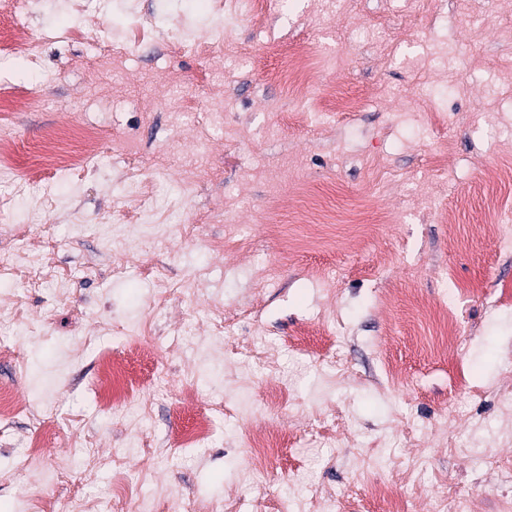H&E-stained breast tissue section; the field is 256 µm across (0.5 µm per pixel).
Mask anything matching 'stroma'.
<instances>
[{
    "label": "stroma",
    "instance_id": "35a3bbf8",
    "mask_svg": "<svg viewBox=\"0 0 512 512\" xmlns=\"http://www.w3.org/2000/svg\"><path fill=\"white\" fill-rule=\"evenodd\" d=\"M229 2L0 9V29L45 37L37 61L17 49L0 63V77L37 101L0 122L16 146L14 167L0 171V199L13 203L0 211V261L15 259L26 230L48 241L58 268L42 277L33 258L24 275L0 277V296L26 314L21 323L0 309V344L22 361H0V387L51 426L39 463L20 473L35 427L13 419L0 442V473L14 475L0 482V512H28L38 496L107 506L119 478L154 512H181L185 496L230 500L237 512L258 499L277 512L294 474L297 494L332 499L394 486L375 512H505L512 474L486 458L512 461V433L500 430L512 396V214L495 219L488 206L512 198V184L487 173L512 163V0H352L346 10L255 0L261 27L243 10L225 17ZM408 25L410 36L393 39ZM298 42L346 61L316 65L312 92L336 95L319 102L324 121L304 126L287 81L273 78L283 44ZM451 71L464 95L428 97ZM358 95L362 111H338ZM217 100L221 123L202 134ZM81 122L101 129L99 155L22 187L44 135ZM309 189L336 222L281 262L307 234ZM360 204L392 223L371 237L350 231ZM154 271L188 292L158 300ZM450 278L461 290L457 338L431 351L418 309L447 305ZM143 323L152 353L129 368L142 390L136 420L102 409L85 385L97 372L91 347L121 350ZM218 401L226 413L212 412ZM207 411L204 447L158 453ZM75 426L103 457L125 453L122 468L87 471ZM259 431L282 447L251 480L239 439Z\"/></svg>",
    "mask_w": 512,
    "mask_h": 512
}]
</instances>
